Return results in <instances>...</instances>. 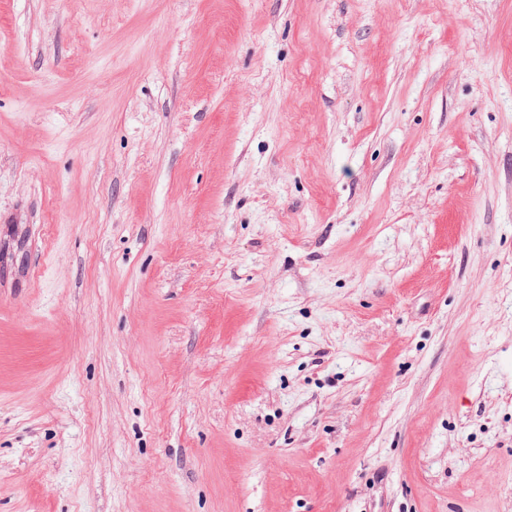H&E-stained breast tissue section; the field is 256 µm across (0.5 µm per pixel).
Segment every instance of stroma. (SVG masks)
Returning a JSON list of instances; mask_svg holds the SVG:
<instances>
[{
	"mask_svg": "<svg viewBox=\"0 0 512 512\" xmlns=\"http://www.w3.org/2000/svg\"><path fill=\"white\" fill-rule=\"evenodd\" d=\"M0 512H512V0H0Z\"/></svg>",
	"mask_w": 512,
	"mask_h": 512,
	"instance_id": "stroma-1",
	"label": "stroma"
}]
</instances>
